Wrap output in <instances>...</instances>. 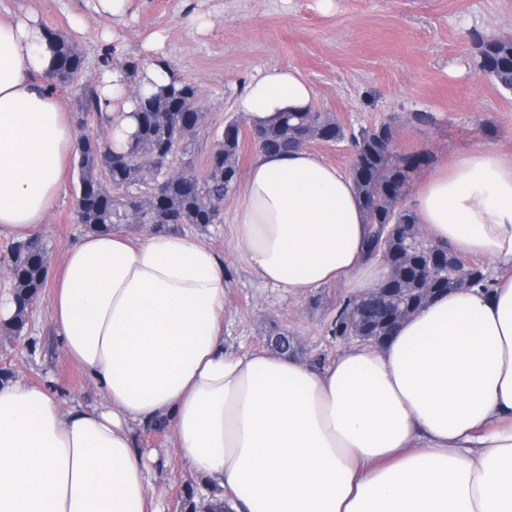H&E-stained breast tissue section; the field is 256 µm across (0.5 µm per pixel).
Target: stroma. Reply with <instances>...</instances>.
<instances>
[{"label": "stroma", "instance_id": "obj_1", "mask_svg": "<svg viewBox=\"0 0 512 512\" xmlns=\"http://www.w3.org/2000/svg\"><path fill=\"white\" fill-rule=\"evenodd\" d=\"M96 0H0V17L36 13L45 27L75 41L83 53L82 71L56 83L69 117H76L77 88L90 86L104 56L137 67L142 44L153 33L166 37L167 60L197 89L195 106L204 115L190 153L181 166L204 176L207 157L226 122H242L241 169L255 152L251 127L239 107L246 83L262 68L297 70L311 85L316 109L329 112L346 130L390 124L397 151H426L438 167L450 165L463 149L494 145L512 159V94L473 67V33L512 37V0H129L114 20L119 50L108 52L99 39L105 23ZM209 21L202 33L187 19ZM435 121L420 125L415 112ZM76 169L63 179L60 198L36 233L50 248L49 275H56L66 249L85 230L74 217ZM183 234L223 255L227 275L224 345L257 350L273 328L300 340L304 360L317 364L335 357L341 345L327 336L336 298L346 289L332 285L292 298L255 280L242 260L226 253L227 224L188 225ZM41 292L21 336L0 341V373L14 379L51 382L62 407L101 402L87 374L58 345ZM137 446L157 450L160 465L151 484L160 512H180L181 500L198 480L168 431L146 427Z\"/></svg>", "mask_w": 512, "mask_h": 512}]
</instances>
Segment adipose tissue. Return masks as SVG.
Masks as SVG:
<instances>
[{
  "mask_svg": "<svg viewBox=\"0 0 512 512\" xmlns=\"http://www.w3.org/2000/svg\"><path fill=\"white\" fill-rule=\"evenodd\" d=\"M130 71L105 63L107 143L135 130L133 89L178 81L155 33ZM54 40L0 18V236L26 239L58 201L76 137L53 88ZM313 107L298 71L261 70L240 109L255 126ZM434 241L496 263L489 289L442 293L380 347L316 368L224 346V261L188 235L87 233L68 249L50 315L99 390L60 409L50 383L0 379V512H157L134 431L164 423L228 512H512V161L476 144L414 197ZM230 253L295 296H358L388 270L349 175L302 147L256 151L230 217Z\"/></svg>",
  "mask_w": 512,
  "mask_h": 512,
  "instance_id": "1",
  "label": "adipose tissue"
}]
</instances>
